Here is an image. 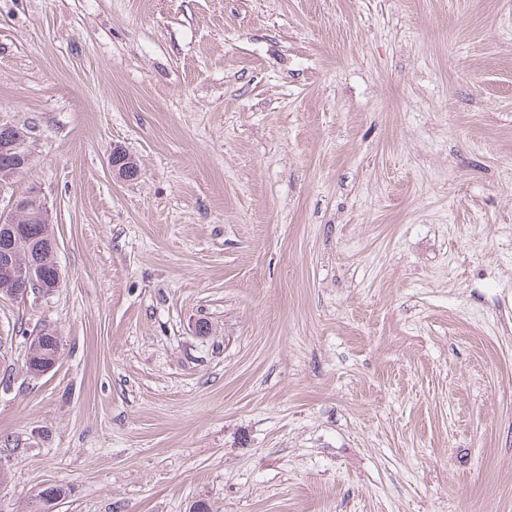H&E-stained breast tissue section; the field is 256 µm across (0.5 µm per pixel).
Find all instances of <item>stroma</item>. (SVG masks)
I'll return each instance as SVG.
<instances>
[{
    "mask_svg": "<svg viewBox=\"0 0 512 512\" xmlns=\"http://www.w3.org/2000/svg\"><path fill=\"white\" fill-rule=\"evenodd\" d=\"M1 123L0 512H512V0H0ZM15 134H18L20 137H24L23 132L20 131L18 128L12 127L7 130H0V139L2 141L0 145V151L7 150L9 153H13L16 157V165L12 169H8L6 171L1 172V180L2 178H8L22 172L27 167L29 162V154L25 149L24 140H3L5 137L11 138ZM112 171L120 175L122 178L136 177L137 167L135 166L134 158L121 148H114L109 159ZM131 177V178H132ZM32 207L35 208V216L44 224H40L37 219L31 218L27 213L18 216V224L16 216L20 212L29 211ZM16 224L20 229L19 233L16 234L14 239L9 238L7 241L0 239V246L3 248L8 243L7 247L14 253L17 262L23 265L16 263L7 251L1 252L0 272H2L4 279L13 285V288H2L1 283V294L12 295L14 288H26V291L32 288L38 292L57 288L58 285L55 282L60 280L59 267L56 256L50 251L56 254L58 243L53 236L44 244L45 249L50 251L43 247V242L50 238L52 234L49 230L48 211L35 190L32 189L27 195L12 198L7 210L0 211V232L3 229V239L14 236L17 232ZM39 251H41L40 254ZM32 259L38 262L39 271L36 264H27ZM39 272L41 278L50 283L43 282ZM37 345L35 349L29 353L26 359V366L29 373L40 372L39 368L43 366V363L48 360H57L59 351V342L57 336H53L49 333H45L42 336H37L34 339Z\"/></svg>",
    "mask_w": 512,
    "mask_h": 512,
    "instance_id": "obj_1",
    "label": "stroma"
}]
</instances>
